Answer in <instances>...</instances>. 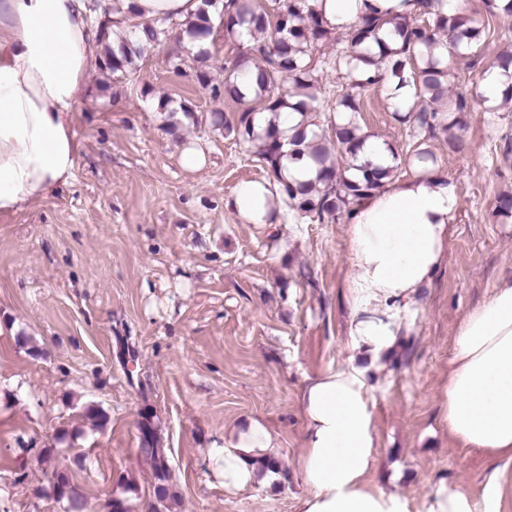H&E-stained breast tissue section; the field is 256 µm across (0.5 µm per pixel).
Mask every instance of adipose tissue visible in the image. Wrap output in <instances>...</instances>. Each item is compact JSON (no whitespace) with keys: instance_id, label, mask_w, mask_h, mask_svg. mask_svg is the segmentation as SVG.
<instances>
[{"instance_id":"adipose-tissue-1","label":"adipose tissue","mask_w":512,"mask_h":512,"mask_svg":"<svg viewBox=\"0 0 512 512\" xmlns=\"http://www.w3.org/2000/svg\"><path fill=\"white\" fill-rule=\"evenodd\" d=\"M202 0H106L114 31L126 20H195ZM332 31L347 32L378 8L415 13L417 0H313ZM103 43L89 0H0V215L15 214L68 187L78 156L75 111L99 64ZM275 188L241 184L228 207L250 224H274ZM457 207L443 178L389 180L351 211L347 241L355 273L347 334L355 359L310 378L300 392L305 450L298 460L307 491L297 512H512V279L461 321L442 396L448 434L497 467L473 497L440 484L420 507L373 484L377 441L370 368L399 335V312L446 259ZM277 435L259 418L226 434L211 464L225 491L277 478Z\"/></svg>"}]
</instances>
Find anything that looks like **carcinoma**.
<instances>
[{
    "label": "carcinoma",
    "mask_w": 512,
    "mask_h": 512,
    "mask_svg": "<svg viewBox=\"0 0 512 512\" xmlns=\"http://www.w3.org/2000/svg\"><path fill=\"white\" fill-rule=\"evenodd\" d=\"M419 12L409 16H388L376 9L361 18L359 24L346 33L344 46L322 62L313 56V47L328 40L332 32L322 17L312 7L311 0H272L266 5L261 0H224V28L232 34L235 28H245L253 35L256 45L257 88L243 91L237 84L240 71L246 66L241 58L231 68L225 69L224 86L212 83L202 63L207 54H197L194 61L199 63L196 78L204 89L217 97L229 95L248 106L239 112L237 122L231 123L222 113L212 116V125L221 127L229 134L241 136L256 143L254 151L257 162L268 168L279 183L278 193L289 209L300 218L324 220L334 215L341 207L356 203L364 196L380 189L383 179L392 175L394 168H371L358 166L359 175L349 177L339 163V158H355L359 147V128L353 122H335L330 131L323 130L315 122L312 111L316 97L310 90L318 83L319 68L346 71L350 79L349 90L341 95L340 104L352 111L357 110V93L387 78L397 80L400 88L409 87L412 95L422 107L414 117L412 137L415 144L410 153L416 161L425 163L433 160V155L422 148L423 141L448 131V114H456L454 124L463 126L462 116L470 111L469 99L460 94L448 92L440 81V71L435 64L423 58L422 48L431 47L441 38H449V48L459 45H474L478 42L479 28L472 20L463 16L448 15L445 12L447 0H417ZM145 34V40L122 38L108 43L110 25L99 27L101 38L105 40L101 71L108 75L128 76L134 56L146 48L153 47L169 36L170 31H178L177 39L187 36L191 40H206L212 34L211 15L202 9L194 22L185 24L169 22L143 23L138 26ZM391 33L398 37L399 44L392 48L384 35ZM365 61L377 66L372 75L364 76L356 72L355 63ZM294 95L305 100L299 102V114L308 119V125L315 145L304 144L305 133L300 131L289 139L294 146L290 155L300 159L306 149H311L312 159L319 165L316 181L294 185L280 181L279 174L286 158L283 151V133L271 123L265 134H255L254 117L263 111L274 112L286 104ZM141 454L152 466L153 489L157 501L163 503L175 499L171 484V473L167 464L165 449L157 447L156 437H151L140 448ZM39 458L45 465V475L51 482L56 500L64 503V512H83V496L72 483L68 472L55 465L52 451L45 448Z\"/></svg>",
    "instance_id": "1"
}]
</instances>
